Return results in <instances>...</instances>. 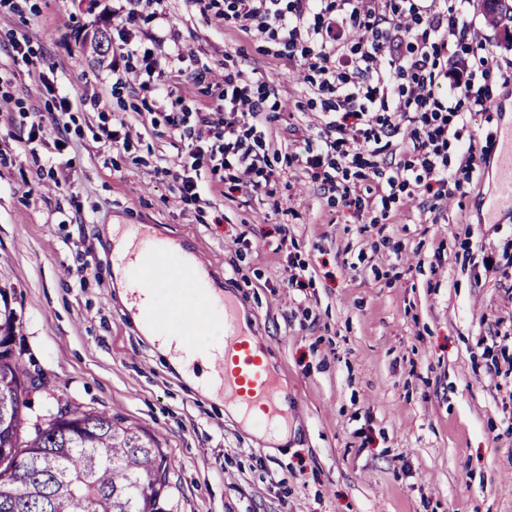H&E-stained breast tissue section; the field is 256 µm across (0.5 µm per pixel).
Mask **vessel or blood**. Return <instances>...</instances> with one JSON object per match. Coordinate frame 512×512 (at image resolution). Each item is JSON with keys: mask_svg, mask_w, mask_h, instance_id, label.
I'll return each mask as SVG.
<instances>
[{"mask_svg": "<svg viewBox=\"0 0 512 512\" xmlns=\"http://www.w3.org/2000/svg\"><path fill=\"white\" fill-rule=\"evenodd\" d=\"M498 162L496 190L485 204L496 209L512 203V126L505 129ZM113 277L128 276L139 287L160 291L161 298L146 312L147 332L164 333L171 325L186 327L221 319V343L200 350L209 364V382L222 389L243 419L259 420L267 432L288 427L277 373L254 351L240 319L236 297L214 294L210 267L201 252L184 240L158 235L151 224H115L105 231Z\"/></svg>", "mask_w": 512, "mask_h": 512, "instance_id": "vessel-or-blood-1", "label": "vessel or blood"}]
</instances>
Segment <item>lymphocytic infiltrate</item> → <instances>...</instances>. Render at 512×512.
<instances>
[{
  "label": "lymphocytic infiltrate",
  "mask_w": 512,
  "mask_h": 512,
  "mask_svg": "<svg viewBox=\"0 0 512 512\" xmlns=\"http://www.w3.org/2000/svg\"><path fill=\"white\" fill-rule=\"evenodd\" d=\"M141 0L113 8L121 51L113 67L138 62L140 91L161 90L185 59L180 45L164 55L158 37L143 40L136 27ZM465 0H224V23L277 46L305 73L307 92L320 103L317 143H305L288 164L303 169L321 194L363 209L366 199L406 191L408 199L447 200L448 142L462 139L467 110L486 107L484 88L495 57L465 21ZM467 47L472 67H449ZM461 89L455 102L438 90ZM280 80L253 95L240 70L224 72V109L188 117L168 112L170 134L187 135L185 152L162 160L157 176L171 181L180 205L203 203L210 187L202 169L228 192L276 197L279 181L267 171L266 128L260 116ZM366 166L373 186L361 196L347 182L348 166Z\"/></svg>",
  "instance_id": "1"
}]
</instances>
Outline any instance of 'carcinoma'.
I'll return each instance as SVG.
<instances>
[{
	"mask_svg": "<svg viewBox=\"0 0 512 512\" xmlns=\"http://www.w3.org/2000/svg\"><path fill=\"white\" fill-rule=\"evenodd\" d=\"M490 25L512 21V0H483ZM17 314L0 289V342L13 336ZM24 360L0 350V512H72L87 499L92 512H169L164 455L132 427L75 407L69 420L46 403L45 427L30 436Z\"/></svg>",
	"mask_w": 512,
	"mask_h": 512,
	"instance_id": "cac0c4a2",
	"label": "carcinoma"
}]
</instances>
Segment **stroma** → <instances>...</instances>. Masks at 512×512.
<instances>
[{
    "label": "stroma",
    "mask_w": 512,
    "mask_h": 512,
    "mask_svg": "<svg viewBox=\"0 0 512 512\" xmlns=\"http://www.w3.org/2000/svg\"><path fill=\"white\" fill-rule=\"evenodd\" d=\"M97 4L0 0V288L17 313V349L50 380L34 409L58 397L151 438L173 512H512V208L491 217L482 205L512 83L491 80L488 110L471 114V172L459 169L461 142H449L461 188L436 211L401 192L358 212L278 162L279 199L216 193L185 207L155 173L185 142L141 111H218L228 66L257 91L280 74L267 138L289 154L317 135L303 72L225 26L224 0H161L188 58L166 94L147 99L134 75L106 69L119 41ZM466 16L512 75V22L489 25L482 0ZM202 65L212 74L199 87L190 72ZM36 113L63 125L66 148L52 132L29 140ZM116 113L141 136L132 153L99 138ZM105 224H152L199 248L287 385V443L193 389L140 334L106 251L83 248ZM485 255L497 270H484ZM297 266L299 291L288 286Z\"/></svg>",
    "instance_id": "35a3bbf8"
}]
</instances>
